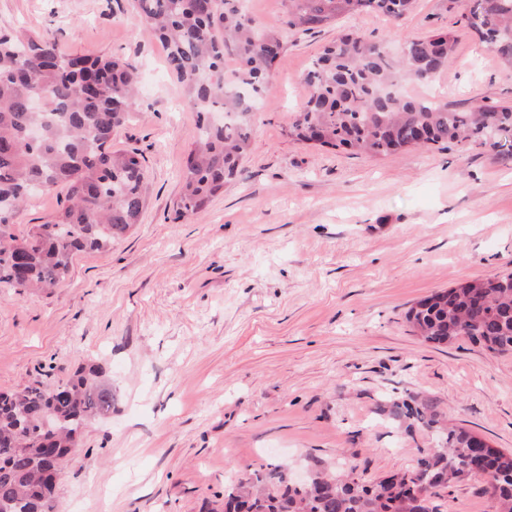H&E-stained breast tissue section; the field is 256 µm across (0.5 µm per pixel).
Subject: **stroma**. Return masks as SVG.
<instances>
[{
    "label": "stroma",
    "instance_id": "1",
    "mask_svg": "<svg viewBox=\"0 0 512 512\" xmlns=\"http://www.w3.org/2000/svg\"><path fill=\"white\" fill-rule=\"evenodd\" d=\"M457 19L448 0H415L397 21L363 13L289 36L238 177L180 218L196 114L132 0H0V32H47L141 77L112 136L147 170L140 223L75 255L55 288H0V390L58 386L92 362L112 382L111 414L88 424L57 484L67 512H208L255 469L314 458L376 482L432 436L380 412L408 394L512 452V353L429 343L405 319L432 293L512 272V158L444 144L348 155L288 136L306 72L345 31L394 49L455 29L452 63L416 94L512 106V69ZM65 200L61 186L28 198L11 232L26 236ZM438 502L498 510L477 479Z\"/></svg>",
    "mask_w": 512,
    "mask_h": 512
}]
</instances>
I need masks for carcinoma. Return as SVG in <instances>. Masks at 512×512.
Instances as JSON below:
<instances>
[{"label": "carcinoma", "instance_id": "obj_1", "mask_svg": "<svg viewBox=\"0 0 512 512\" xmlns=\"http://www.w3.org/2000/svg\"><path fill=\"white\" fill-rule=\"evenodd\" d=\"M290 31L308 32L337 18L374 12L397 19L415 0H286ZM460 21L512 67V0H448ZM145 33L166 52L169 70L197 114L176 214L201 213L224 191L249 149L259 100L284 47L280 34L257 26L238 0H133ZM453 30L402 44L399 58L381 45L346 34L326 46L304 76L307 100L289 126L295 141L348 153L386 157L429 144L462 150L489 147L512 155V107L452 110L411 96L448 66ZM139 73L115 57L69 54L47 34L0 33V288L24 295L50 288L69 273L74 256L100 250L140 223L145 171L137 153L112 150V133L127 120ZM39 138L30 140L31 130ZM66 187L67 204L24 238L9 229L35 191ZM407 321L428 342L466 339L512 353V273L465 282L416 302ZM103 369L82 366L63 388L27 386L0 392V504L13 512H66L55 500L42 449L56 468L77 447L85 425L112 411ZM392 420L432 429L440 424L430 401H391ZM441 443L422 449L414 465L369 486L354 468L336 475L316 460L308 484L288 466L262 468L224 490V512H437L431 498L472 478L475 436L451 427ZM483 491L499 512H512V453L485 457Z\"/></svg>", "mask_w": 512, "mask_h": 512}]
</instances>
